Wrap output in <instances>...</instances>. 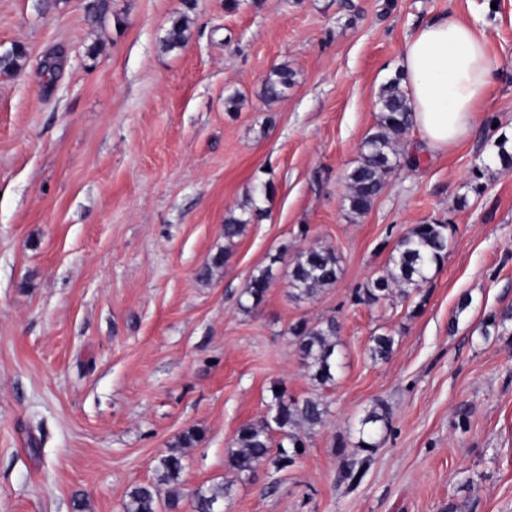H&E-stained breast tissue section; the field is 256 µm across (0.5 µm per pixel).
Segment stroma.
I'll return each mask as SVG.
<instances>
[{"label": "stroma", "instance_id": "35a3bbf8", "mask_svg": "<svg viewBox=\"0 0 512 512\" xmlns=\"http://www.w3.org/2000/svg\"><path fill=\"white\" fill-rule=\"evenodd\" d=\"M0 0V512H123L184 430L180 512L231 486L221 512H512V0ZM453 13L488 33L496 67L484 119L437 151L417 128L368 213L343 176L372 130L406 36ZM190 18L182 48L162 40ZM294 83L270 102L271 70ZM238 95V111L224 100ZM273 181L263 218L233 244L224 219ZM449 225L448 254L419 294L375 306L354 293L384 273L413 225ZM336 251V284L290 296L300 250ZM230 257L212 280L199 268ZM282 253L256 309L250 275ZM467 308H460L461 298ZM335 318L336 381L315 389L288 328ZM395 338L385 362L373 335ZM330 404L296 463L237 477L238 427L274 386ZM384 403L359 486L335 448ZM231 488L224 483H214L200 489L192 500L194 512H216L215 505L230 496Z\"/></svg>", "mask_w": 512, "mask_h": 512}]
</instances>
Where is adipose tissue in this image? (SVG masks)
Wrapping results in <instances>:
<instances>
[{"label": "adipose tissue", "instance_id": "obj_1", "mask_svg": "<svg viewBox=\"0 0 512 512\" xmlns=\"http://www.w3.org/2000/svg\"><path fill=\"white\" fill-rule=\"evenodd\" d=\"M484 29L442 15L407 36L399 61L413 124L428 145L445 151L479 122L495 69Z\"/></svg>", "mask_w": 512, "mask_h": 512}]
</instances>
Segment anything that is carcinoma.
I'll list each match as a JSON object with an SVG mask.
<instances>
[{"instance_id": "carcinoma-1", "label": "carcinoma", "mask_w": 512, "mask_h": 512, "mask_svg": "<svg viewBox=\"0 0 512 512\" xmlns=\"http://www.w3.org/2000/svg\"><path fill=\"white\" fill-rule=\"evenodd\" d=\"M189 17L182 14L172 20L163 39L164 48L174 50L188 41ZM25 50L16 45L0 54V70L15 72L20 69ZM294 82V73L286 65L275 68L265 81L264 93L277 99ZM412 125V108L396 75L384 83L378 94L376 124L364 138L358 164L344 176V208L351 214L367 213L384 190L387 177L397 167V138ZM262 216V210L253 209L252 217L233 213L224 219V240L231 243L240 237L251 218ZM448 251V225L416 224L398 240L395 254L390 258L392 267L386 274L370 281L355 292V301L372 306L395 297L404 300L421 290L431 270L444 263ZM228 252H219L198 271V279L208 282L216 269L224 267ZM282 253L269 256V263L256 270L249 278L240 303L249 312L257 308L276 279ZM340 273V260L331 248L309 247L294 255L289 263L288 285L297 299H310L336 284ZM339 326L333 318L315 324L304 320L291 325L288 334L295 346L301 365L309 380L323 388L333 384L336 371V336ZM370 357L375 361L388 360L394 351L395 338L387 333L372 337ZM329 404L321 397L296 398L284 387L272 392L266 415L256 422H246L236 431L228 448V464L239 476H250L256 467L265 463L275 472L293 466L306 451V433L324 423ZM390 426L388 408L375 403L359 421L357 448L365 453L362 458L345 457L346 448H336L338 456L345 458L341 476L353 483L360 481L374 449L375 435ZM203 438L198 428L182 432L168 453L159 460L155 481L133 487L123 503L124 512H159V486L169 487L166 508L175 512L181 495L179 478L184 469V449L192 448ZM231 488L214 483L197 491L193 512H216L215 505L230 496Z\"/></svg>"}]
</instances>
